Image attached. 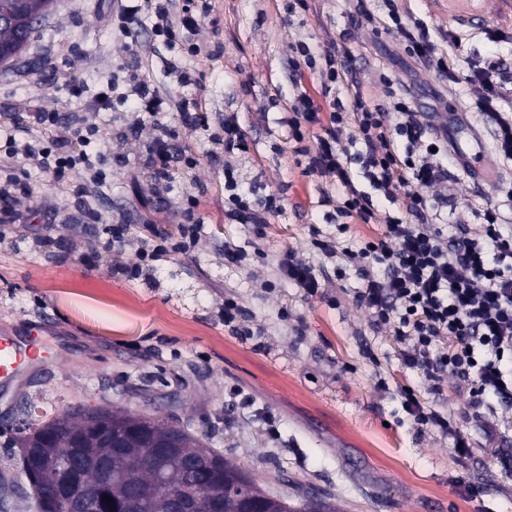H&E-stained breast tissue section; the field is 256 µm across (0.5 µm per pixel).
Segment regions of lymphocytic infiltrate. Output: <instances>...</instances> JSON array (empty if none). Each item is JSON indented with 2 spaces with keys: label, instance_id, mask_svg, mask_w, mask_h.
<instances>
[{
  "label": "lymphocytic infiltrate",
  "instance_id": "f902f5d3",
  "mask_svg": "<svg viewBox=\"0 0 512 512\" xmlns=\"http://www.w3.org/2000/svg\"><path fill=\"white\" fill-rule=\"evenodd\" d=\"M471 81L482 94L477 108L493 126L495 146L512 159V118L498 106V66L475 67ZM385 85L391 109L370 106L361 90H354L351 106L335 101L328 117H321L313 97L300 93L288 122L295 142L315 139L306 150L312 172L336 179L347 191L344 215H358L363 223L375 221L371 199L357 190L355 174H362L376 190L399 198L406 219L386 218L382 232L366 240L360 249L363 282L356 301L377 325L389 328L401 345L400 361L421 374L433 391L445 379H453L466 392V412L479 415L494 404H512V229L501 224L496 209L483 212L478 230L461 228L458 235L442 238L432 223L434 211L445 208L447 199L429 198L423 188L439 182L444 171L430 159H417L423 149L445 151L447 140L420 122L415 102L393 80ZM357 127L360 151L342 147L337 129L346 122ZM320 135H312L315 125ZM23 156L51 163L56 180H63L77 166H89L86 155L65 144L33 140ZM228 203L224 216L238 224H264L267 213L280 210V199L268 195L249 203L237 192L233 172H225ZM382 265L384 274L374 277L369 267ZM402 407L418 430H435L452 436L462 449L470 444L462 421L448 417L422 402L415 389H400Z\"/></svg>",
  "mask_w": 512,
  "mask_h": 512
}]
</instances>
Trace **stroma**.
I'll use <instances>...</instances> for the list:
<instances>
[{"label": "stroma", "mask_w": 512, "mask_h": 512, "mask_svg": "<svg viewBox=\"0 0 512 512\" xmlns=\"http://www.w3.org/2000/svg\"><path fill=\"white\" fill-rule=\"evenodd\" d=\"M209 11L186 41L199 56L170 49L147 14L127 24L112 18L118 0H57L29 50L0 69V173L21 176L33 201L29 223H0V332L40 342L48 356L0 383V477L16 482L0 512H31L16 464L13 406L28 395L59 414L71 404L112 406L155 414L204 435L226 461L266 491L288 497L297 512L331 497L336 512H512V472L501 469L481 423L463 430L468 457L452 436L417 430L399 390L412 386L429 405L459 417L466 395L454 383L432 394L420 374L403 369L400 342L374 326L355 297L362 282L345 250L381 233L385 217H405L399 205L371 191L378 221L356 216L339 233L346 198L334 178L310 174L288 137L286 118L304 84L322 112L333 93L316 75L293 81L287 63L307 43L317 53L338 44L351 51L370 105L387 106L381 76L409 89L424 122H459L448 132L447 171L428 195L447 197L433 222L444 236L483 222L485 206L512 225V160L501 156L476 108L481 90L468 81L471 63L499 64L503 112H512V0H487L477 20L463 18L461 0H207ZM405 29L424 26L455 80L419 62L390 18ZM62 53L80 77L74 97L42 71L43 52ZM165 101L149 118L135 108V83ZM107 94L106 110L86 102ZM197 102L208 123H183V102ZM73 115L98 131L81 149L101 158L104 186L86 223L75 192L83 172L56 181L11 143L38 137L70 140L64 122L30 129L23 111ZM243 130L248 149L225 155V120ZM168 132L174 155L170 181L156 180L152 145ZM482 156L480 170L471 158ZM233 169L248 200L273 194L280 211L265 226L224 217V171ZM195 222L189 252L155 262L132 278L127 268L157 234L179 240ZM335 241L337 254L318 241ZM228 248L241 263L225 261ZM313 268L318 292L306 296L280 271L284 254ZM235 299L246 319L224 323V301ZM478 487L470 495L467 484Z\"/></svg>", "instance_id": "1"}]
</instances>
